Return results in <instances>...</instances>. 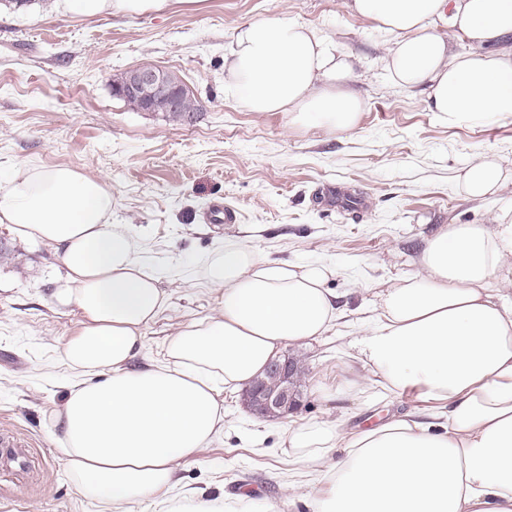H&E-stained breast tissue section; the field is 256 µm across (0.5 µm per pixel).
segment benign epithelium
<instances>
[{
  "instance_id": "obj_1",
  "label": "benign epithelium",
  "mask_w": 512,
  "mask_h": 512,
  "mask_svg": "<svg viewBox=\"0 0 512 512\" xmlns=\"http://www.w3.org/2000/svg\"><path fill=\"white\" fill-rule=\"evenodd\" d=\"M112 94L122 100H133L140 112H155L160 105L168 112L184 111L183 81L157 66L128 69L112 82ZM268 373L276 383L252 385L244 393L245 405L260 417L284 418L300 405L294 363L288 357L276 359L268 367Z\"/></svg>"
}]
</instances>
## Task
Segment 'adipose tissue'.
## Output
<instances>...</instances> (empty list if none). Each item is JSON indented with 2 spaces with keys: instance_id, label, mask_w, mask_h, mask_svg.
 Listing matches in <instances>:
<instances>
[{
  "instance_id": "adipose-tissue-1",
  "label": "adipose tissue",
  "mask_w": 512,
  "mask_h": 512,
  "mask_svg": "<svg viewBox=\"0 0 512 512\" xmlns=\"http://www.w3.org/2000/svg\"><path fill=\"white\" fill-rule=\"evenodd\" d=\"M167 0H56L65 14L132 16ZM392 35L394 82L428 84L431 111L452 126L512 116V0H349ZM443 26L473 44L452 52ZM224 93L252 112H289L295 123L343 131L362 100L346 84V54L288 17L236 28ZM458 180L473 198L512 184V168L486 156ZM0 224L49 247L65 273L56 309L77 316L61 350L70 372L53 412L58 447L85 498L114 512L149 502L157 512H226L223 496L180 489L178 472L224 433L222 392L253 384L286 346L320 340L342 316L327 288L336 268L217 249L195 274L218 288L215 315L166 337L160 359L137 366L145 331L168 293L138 237L112 221L104 181L67 165L21 166L0 185ZM417 274L376 292L348 343L388 396H410L432 417H392L346 430L306 421L282 432L298 475H317L307 512H512V219L449 224L429 237Z\"/></svg>"
}]
</instances>
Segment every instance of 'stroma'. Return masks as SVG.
Wrapping results in <instances>:
<instances>
[{
  "label": "stroma",
  "instance_id": "1",
  "mask_svg": "<svg viewBox=\"0 0 512 512\" xmlns=\"http://www.w3.org/2000/svg\"><path fill=\"white\" fill-rule=\"evenodd\" d=\"M288 16L350 56L347 86L364 101L358 124L327 132L286 112H251L224 94V57L236 27ZM389 34L345 0H169L159 12L86 18L33 0L22 11L0 0V177L18 165L67 164L112 191V219L129 225L170 295L146 331L143 361L160 358L165 336L213 315L219 293L193 278L195 260L233 244L260 256L336 267L328 282L347 311L322 340L288 346L305 374L301 407L282 419L246 411L224 393V433L183 468L186 489L224 487L248 497L251 512L288 504L283 427L343 418L347 427L412 411L408 396L367 403L335 397L361 369L341 348L359 308L378 288L418 272L425 240L448 224H493L512 213V187L484 198L461 189L462 168L481 155L512 167V117L451 126L428 107L427 88L393 83L385 68ZM177 73L204 109L188 122L136 112L112 93L129 68ZM362 199L361 211L322 202V187ZM216 202L235 224H208ZM62 269L52 250L0 224V435L24 444L0 450V512H112L84 498L57 451L51 414L66 374L60 348L77 323L52 295Z\"/></svg>",
  "mask_w": 512,
  "mask_h": 512
}]
</instances>
